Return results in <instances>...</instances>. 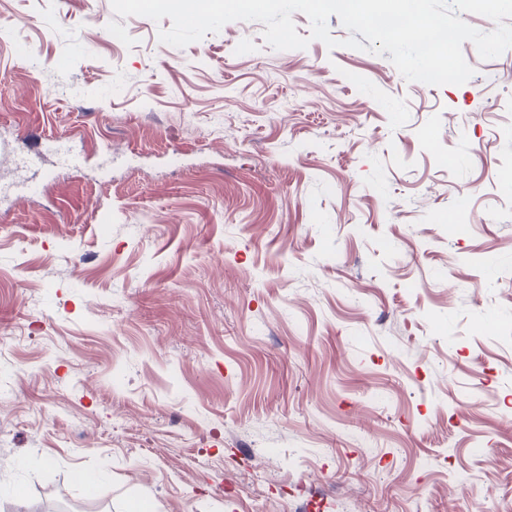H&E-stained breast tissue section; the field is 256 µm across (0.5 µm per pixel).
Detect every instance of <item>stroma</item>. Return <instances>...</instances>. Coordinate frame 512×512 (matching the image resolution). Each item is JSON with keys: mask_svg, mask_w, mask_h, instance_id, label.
<instances>
[{"mask_svg": "<svg viewBox=\"0 0 512 512\" xmlns=\"http://www.w3.org/2000/svg\"><path fill=\"white\" fill-rule=\"evenodd\" d=\"M170 26L0 0V512H512V67ZM40 157L25 155L15 158V162L18 166L28 169L32 172L33 178L28 181L29 184L26 186H17L14 184H0V199L5 196H18L22 189H26L25 194L28 197H34L37 195L40 188L43 186L44 176L40 175Z\"/></svg>", "mask_w": 512, "mask_h": 512, "instance_id": "1", "label": "stroma"}]
</instances>
